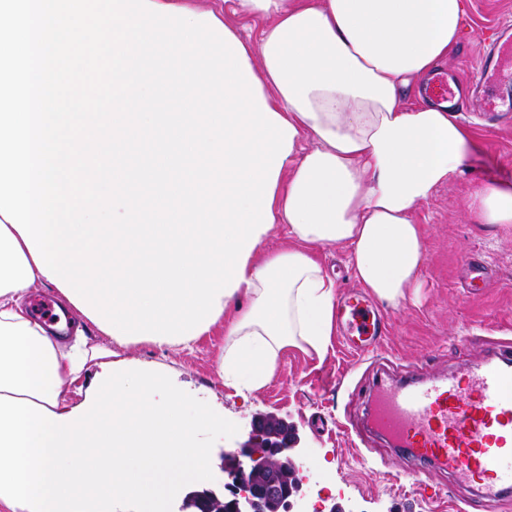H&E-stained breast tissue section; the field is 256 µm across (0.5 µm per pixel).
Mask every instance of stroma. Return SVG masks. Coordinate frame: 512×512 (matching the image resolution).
<instances>
[{
  "mask_svg": "<svg viewBox=\"0 0 512 512\" xmlns=\"http://www.w3.org/2000/svg\"><path fill=\"white\" fill-rule=\"evenodd\" d=\"M506 19L512 20V0H466L461 35L440 69L478 81L482 49ZM457 118L470 129L474 149L463 172L415 213L425 250L419 296L397 308L377 302L387 329L374 352L353 359L337 332L324 356L286 349L272 380L245 398L217 374L227 347L223 324L186 348L141 341L120 349L121 357L166 370L185 395V414L203 405L223 412L225 430L202 435L211 453L209 478L223 479L221 454L246 440L253 417L275 415L301 438L307 512L333 505L340 512H512V497L489 503L439 471L409 475L401 453L369 434L350 436L340 428L362 422L356 392L364 379L474 368L496 342H512V224L479 223L470 209L476 183H512V114L485 112L476 100Z\"/></svg>",
  "mask_w": 512,
  "mask_h": 512,
  "instance_id": "35a3bbf8",
  "label": "stroma"
}]
</instances>
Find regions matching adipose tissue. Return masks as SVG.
Returning <instances> with one entry per match:
<instances>
[{
    "label": "adipose tissue",
    "mask_w": 512,
    "mask_h": 512,
    "mask_svg": "<svg viewBox=\"0 0 512 512\" xmlns=\"http://www.w3.org/2000/svg\"><path fill=\"white\" fill-rule=\"evenodd\" d=\"M261 24L245 57L270 110L294 127L271 212L296 249L254 245L243 279L221 296L229 345L219 375L242 394L264 387L285 349L324 354L336 283L318 259L338 244L360 287L399 304L425 261L417 208L464 169L471 133L413 80L454 49L465 0H235ZM310 141L301 150V141ZM483 224H512V184H479ZM19 232L0 217V512H167L173 489L201 484L202 429L224 419L181 412L165 371L89 344L61 343L23 301L46 283ZM94 367L79 400L66 381Z\"/></svg>",
    "instance_id": "adipose-tissue-1"
}]
</instances>
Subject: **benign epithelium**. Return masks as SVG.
<instances>
[{
	"instance_id": "obj_1",
	"label": "benign epithelium",
	"mask_w": 512,
	"mask_h": 512,
	"mask_svg": "<svg viewBox=\"0 0 512 512\" xmlns=\"http://www.w3.org/2000/svg\"><path fill=\"white\" fill-rule=\"evenodd\" d=\"M300 442L285 420L253 418L248 439L224 451L223 491L183 490L181 512H295L302 489Z\"/></svg>"
}]
</instances>
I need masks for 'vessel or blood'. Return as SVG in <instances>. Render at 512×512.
<instances>
[{
  "label": "vessel or blood",
  "mask_w": 512,
  "mask_h": 512,
  "mask_svg": "<svg viewBox=\"0 0 512 512\" xmlns=\"http://www.w3.org/2000/svg\"><path fill=\"white\" fill-rule=\"evenodd\" d=\"M481 67L486 73L482 83L454 87L450 76H433L442 101L456 111L478 98L486 111L512 112V98L496 92L512 83V63L489 49L482 53ZM336 316L346 319V345L357 357L385 330L382 318L359 298L342 302ZM367 417L392 447L409 449L412 475L433 467L458 483L479 485L488 498L512 492V349H500L494 361L468 374L373 382Z\"/></svg>",
  "instance_id": "vessel-or-blood-1"
}]
</instances>
